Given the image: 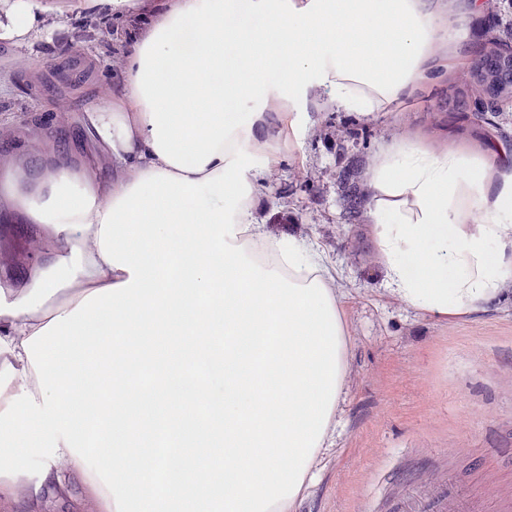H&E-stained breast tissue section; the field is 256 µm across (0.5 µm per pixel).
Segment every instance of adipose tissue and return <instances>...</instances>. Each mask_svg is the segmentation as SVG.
I'll list each match as a JSON object with an SVG mask.
<instances>
[{"label":"adipose tissue","instance_id":"ef3b65f1","mask_svg":"<svg viewBox=\"0 0 512 512\" xmlns=\"http://www.w3.org/2000/svg\"><path fill=\"white\" fill-rule=\"evenodd\" d=\"M431 0H169L90 106L115 176L63 155L0 202L40 260L0 283V495L98 512H292L329 446L348 333L323 255L254 221L257 174L328 99L388 112L454 59ZM367 203L390 291L442 317L512 279V168L382 148ZM93 506L82 481L74 480L69 495L47 496L39 501L4 500L0 498V512H91ZM94 507V506H93Z\"/></svg>","mask_w":512,"mask_h":512}]
</instances>
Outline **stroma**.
I'll use <instances>...</instances> for the list:
<instances>
[{"instance_id":"stroma-1","label":"stroma","mask_w":512,"mask_h":512,"mask_svg":"<svg viewBox=\"0 0 512 512\" xmlns=\"http://www.w3.org/2000/svg\"><path fill=\"white\" fill-rule=\"evenodd\" d=\"M456 17V76L512 18V0H480ZM30 38H0V158L30 169L35 156L69 144L73 163L99 162L101 183L114 170L89 135L88 108L103 86L120 92L133 38L149 26L113 15L102 0H38ZM447 77L434 74L391 112H341L325 103L303 113L258 185L256 220L272 236L294 235L327 258L348 331V373L332 433L318 459V481L296 512H386L394 477L418 481L453 471L489 501L512 500V284L483 309L442 318L391 294L366 211L351 213L342 174L361 180L379 150L410 137L433 149L496 144L512 151V102L477 111L472 99L445 103ZM82 481L64 497L4 500L0 512H89Z\"/></svg>"}]
</instances>
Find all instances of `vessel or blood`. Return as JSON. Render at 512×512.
Returning a JSON list of instances; mask_svg holds the SVG:
<instances>
[{"label":"vessel or blood","mask_w":512,"mask_h":512,"mask_svg":"<svg viewBox=\"0 0 512 512\" xmlns=\"http://www.w3.org/2000/svg\"><path fill=\"white\" fill-rule=\"evenodd\" d=\"M389 512H512V501L490 509L484 499L467 491L448 471L428 484L414 481L403 485Z\"/></svg>","instance_id":"b4317fda"}]
</instances>
